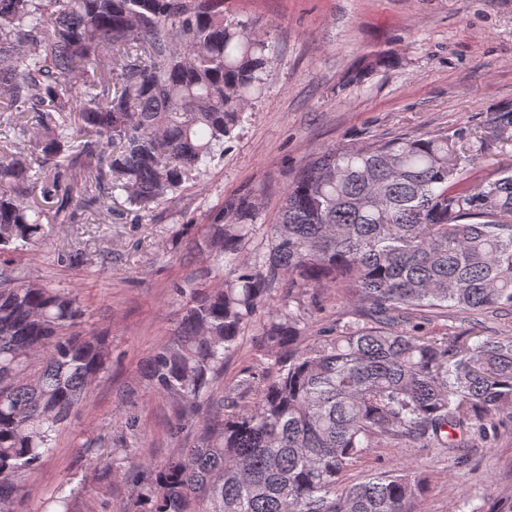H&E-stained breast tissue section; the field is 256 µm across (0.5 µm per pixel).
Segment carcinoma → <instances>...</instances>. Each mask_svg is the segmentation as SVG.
I'll use <instances>...</instances> for the list:
<instances>
[{"label": "carcinoma", "instance_id": "1", "mask_svg": "<svg viewBox=\"0 0 512 512\" xmlns=\"http://www.w3.org/2000/svg\"><path fill=\"white\" fill-rule=\"evenodd\" d=\"M274 60L224 0H0V249L35 247L87 208L111 218L116 189L134 206L163 201L223 151ZM491 120L486 136L464 123L318 151L257 265L239 258L253 203L231 204L227 223L219 210L207 246L230 276L193 300L147 374L197 408L283 283L262 326L265 386L156 470L137 512H407L419 483L403 469L342 485L374 442L447 448L450 429H512V415L492 422L512 408V341L422 334L450 308L512 309V170L471 180L488 141L512 146V103ZM328 286L365 323L303 350L294 303ZM83 315L74 295L0 271V512L110 362Z\"/></svg>", "mask_w": 512, "mask_h": 512}]
</instances>
